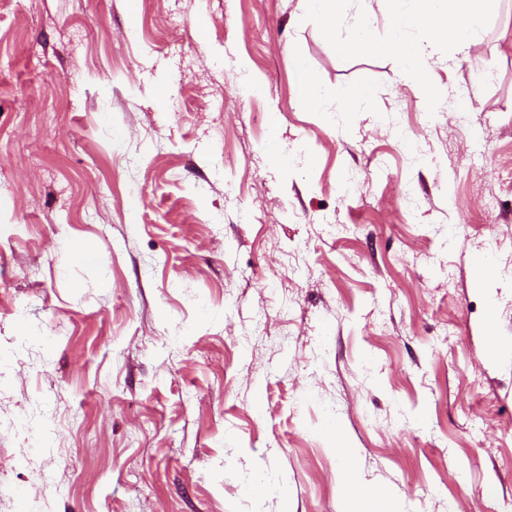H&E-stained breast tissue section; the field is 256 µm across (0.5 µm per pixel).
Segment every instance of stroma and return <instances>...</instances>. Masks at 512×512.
<instances>
[{"instance_id": "1", "label": "stroma", "mask_w": 512, "mask_h": 512, "mask_svg": "<svg viewBox=\"0 0 512 512\" xmlns=\"http://www.w3.org/2000/svg\"><path fill=\"white\" fill-rule=\"evenodd\" d=\"M390 13L0 0V512L512 505V0L431 97ZM295 84L301 99L309 106H316L318 103L317 83L301 59L297 60L295 65ZM346 491L348 501L356 506L348 512L395 511L390 507V498L384 488L363 484L352 471L346 474Z\"/></svg>"}]
</instances>
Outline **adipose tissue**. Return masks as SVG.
I'll list each match as a JSON object with an SVG mask.
<instances>
[{"label":"adipose tissue","instance_id":"adipose-tissue-1","mask_svg":"<svg viewBox=\"0 0 512 512\" xmlns=\"http://www.w3.org/2000/svg\"><path fill=\"white\" fill-rule=\"evenodd\" d=\"M394 9L390 19L392 34L386 41H378L369 20H362L351 35L337 41L340 54L375 52L391 54L400 68L418 70L424 90H431L429 71L418 45L407 38L411 29H419L436 42H445L466 49L469 56L481 57L482 40L479 31L483 25L489 0H419L416 10L404 9V0H392Z\"/></svg>","mask_w":512,"mask_h":512}]
</instances>
